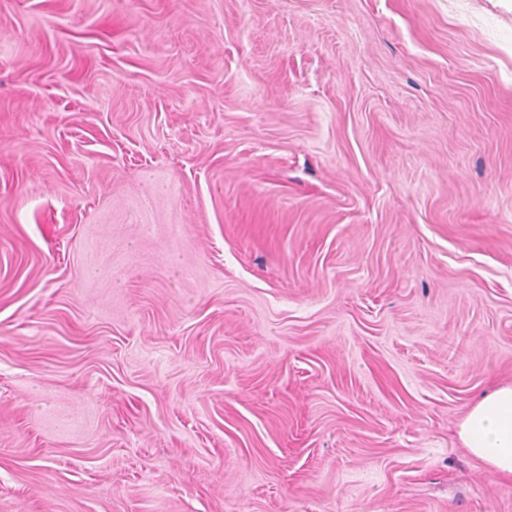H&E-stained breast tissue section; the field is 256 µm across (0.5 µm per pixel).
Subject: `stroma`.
Here are the masks:
<instances>
[{"mask_svg":"<svg viewBox=\"0 0 512 512\" xmlns=\"http://www.w3.org/2000/svg\"><path fill=\"white\" fill-rule=\"evenodd\" d=\"M500 0H0V512H512ZM456 435L486 471L512 479V384L492 389L470 407Z\"/></svg>","mask_w":512,"mask_h":512,"instance_id":"35a3bbf8","label":"stroma"}]
</instances>
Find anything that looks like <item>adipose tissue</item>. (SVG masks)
<instances>
[{"instance_id": "1", "label": "adipose tissue", "mask_w": 512, "mask_h": 512, "mask_svg": "<svg viewBox=\"0 0 512 512\" xmlns=\"http://www.w3.org/2000/svg\"><path fill=\"white\" fill-rule=\"evenodd\" d=\"M456 435L486 471L512 479V384L492 389L470 407Z\"/></svg>"}]
</instances>
